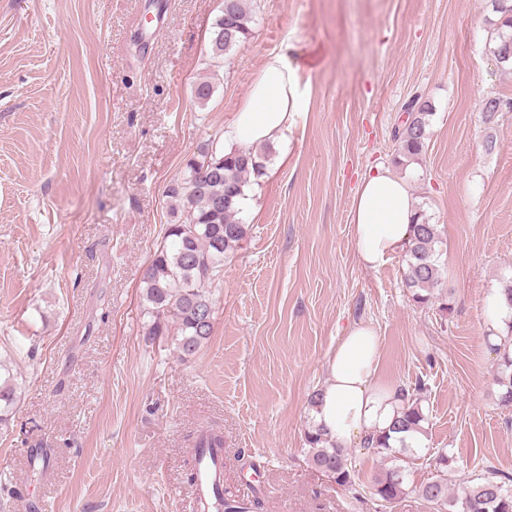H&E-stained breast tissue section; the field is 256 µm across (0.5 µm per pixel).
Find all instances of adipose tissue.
Masks as SVG:
<instances>
[{"mask_svg":"<svg viewBox=\"0 0 512 512\" xmlns=\"http://www.w3.org/2000/svg\"><path fill=\"white\" fill-rule=\"evenodd\" d=\"M303 107L286 55L268 56L224 133L225 149L247 150L279 142ZM418 215L409 180L389 165L378 164L353 198L351 226L360 264L375 269L403 252ZM378 354V335L370 324L360 322L347 330L327 362L329 378L312 416L340 447H357L368 434L387 430L401 410L397 388L374 380Z\"/></svg>","mask_w":512,"mask_h":512,"instance_id":"1","label":"adipose tissue"}]
</instances>
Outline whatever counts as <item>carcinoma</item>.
<instances>
[{"mask_svg":"<svg viewBox=\"0 0 512 512\" xmlns=\"http://www.w3.org/2000/svg\"><path fill=\"white\" fill-rule=\"evenodd\" d=\"M500 22L491 33L492 53L501 70L512 71V0H492ZM254 23L248 0H223L209 37L210 52L219 58L239 48L248 38ZM512 110V97H488L482 101L484 123L494 128L504 109ZM405 118L394 128L392 138L398 153L417 160L425 152L428 128L433 116L431 103L423 95H413L404 106ZM267 147L227 153L203 148L190 158L181 178L167 190L173 202L176 220L166 225L163 240L143 272L141 293L145 314L150 317L145 335L155 340L174 330V352L181 361L195 357L209 342L214 328L215 302L212 286L224 280V261L233 255L249 232L240 218L244 187L250 178L264 175L269 161ZM441 243L438 225L425 217L413 225L405 250L407 268L404 286L414 301L426 303L439 287L443 269L438 264L437 245ZM500 356L494 378L500 388V403L512 406V341L497 348ZM398 397L403 406L390 430L400 435V452L411 451L407 439L423 432L426 414L424 386L401 387ZM17 403L11 379L0 380V431L11 427ZM389 433L382 431L363 442V449L389 454ZM307 456L311 464L324 471L337 486L349 488L355 483V470L349 452L331 441L323 430L309 425L305 431ZM194 460L213 453H224V436L216 429L200 431L193 441ZM215 495L224 504L223 512H259L261 499L243 501L220 484ZM405 493V466L395 464L373 478L372 495L380 503L391 504ZM419 495L434 512H446L448 503L458 512H512V478L491 470L457 488L448 500V481L435 478L418 488Z\"/></svg>","mask_w":512,"mask_h":512,"instance_id":"obj_1","label":"carcinoma"}]
</instances>
